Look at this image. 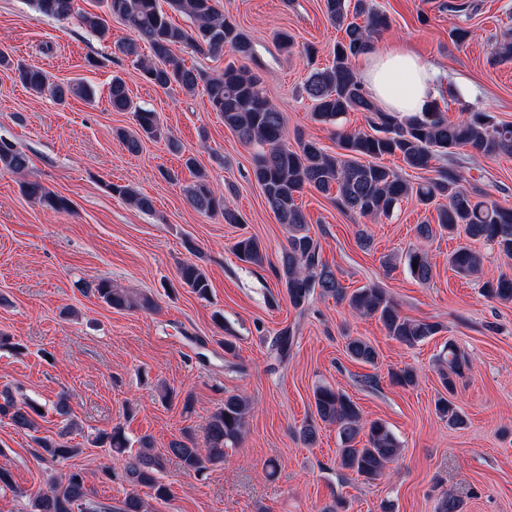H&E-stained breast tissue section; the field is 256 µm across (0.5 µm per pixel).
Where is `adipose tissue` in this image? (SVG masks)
Wrapping results in <instances>:
<instances>
[{
  "label": "adipose tissue",
  "instance_id": "adipose-tissue-1",
  "mask_svg": "<svg viewBox=\"0 0 512 512\" xmlns=\"http://www.w3.org/2000/svg\"><path fill=\"white\" fill-rule=\"evenodd\" d=\"M360 78L384 110L406 116L428 110L437 94L435 67L400 43L369 52Z\"/></svg>",
  "mask_w": 512,
  "mask_h": 512
}]
</instances>
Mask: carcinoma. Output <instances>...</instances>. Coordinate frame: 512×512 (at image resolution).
Segmentation results:
<instances>
[{
	"mask_svg": "<svg viewBox=\"0 0 512 512\" xmlns=\"http://www.w3.org/2000/svg\"><path fill=\"white\" fill-rule=\"evenodd\" d=\"M39 13L58 20L71 18L99 37L107 36L106 19L96 12L78 7L77 0H31ZM106 12L134 33V37L117 44L118 51L131 59L143 78L165 90L194 92L202 89L213 111L224 118V126L234 131L240 140L256 145L252 175L275 213L279 223L288 227L287 246L280 263L274 268L291 306L306 309L314 293L348 304L355 315L376 318L386 335L407 348H414L437 335L435 322L412 319L401 314L387 291L377 285L347 292L336 271L322 257L319 241L310 235L307 219L297 205V196L312 187L321 194L336 192V206L345 213L360 217L390 216L403 199L411 196L424 206L436 204L437 225L453 233L463 229L473 240H483L497 246L512 258V207L481 199L483 192L476 186L463 185L461 158L481 156L495 158L512 155V123L499 122L489 112L473 110L451 122L443 116L438 103L427 112L403 117L379 108L366 91L353 60L373 48L374 40L390 27L389 18L379 12L372 0H323L328 21L343 32L336 41L333 63L315 68L304 86L313 103L312 119L334 124L348 112L366 113L369 131H347L339 134L340 152L330 153L317 141L297 137V147L285 141L282 112L263 93L258 81L244 69L231 63L224 72L212 76L175 54L178 46H188L202 54L219 55L228 50L245 59L253 57V45L235 20L220 9V0H99ZM179 14L190 20L182 27L172 21ZM147 46L149 55L141 52ZM0 67L14 72L19 83L36 94H47L63 104L72 97L90 99V92L80 81L57 83L44 70L14 61L0 51ZM112 109L134 111L137 129L117 133L125 148L137 153L142 140L164 135L157 113L136 108L129 97L124 80L112 77L109 88ZM386 156L398 158L404 168L431 170L434 176L412 182L403 174L381 163ZM448 164L438 167L432 162ZM29 156L14 143L0 138V171L21 173L29 166ZM196 180L186 188L191 205L205 215L219 214L226 224H240L242 217L224 204V196L210 184L207 175L197 169L195 160L185 161ZM112 194L124 199L135 209L148 213L153 200L127 185L109 184ZM21 194L29 201L53 212H68L71 201L36 181L20 184ZM422 243L409 248L404 256L410 274L421 283L433 279V265L424 242L433 237L430 224L416 226ZM239 261L261 266L266 251L253 236L242 237L232 247ZM448 264L463 277L480 271L481 256L461 246L448 257ZM181 284L200 298H207L211 284L204 268L186 261L178 267ZM85 292L100 299L117 311L152 310L154 301L146 294L116 288L108 279L85 284ZM483 295L501 303H512V275L501 273L482 284ZM293 344V332L282 329L274 341L279 362L288 359ZM447 354L439 360L437 372L446 392H455L456 383L469 369V362L453 343L448 342ZM346 353L354 361L376 366L378 353L369 342L351 338ZM391 383L409 388L416 385L417 373L411 367L388 372ZM315 417L325 424L336 425L340 439L336 464L362 480L373 483L382 478L391 465L404 454V448L385 423L363 420L359 407L340 390L319 385L313 391ZM250 410L247 398L239 394L224 397V404L214 411L205 424V447H200L192 431L183 430L168 443L165 455L153 453L149 436L140 438V449L127 452L128 439L121 427L95 436L93 443L112 451L127 453L121 468V478L132 487L150 490L156 502L171 498L169 484L163 481L166 459L174 458L187 473L202 474L208 466L224 461L226 449L242 439L246 417ZM436 413L448 421V427L461 429L466 419L454 402L445 396L437 399ZM56 413L65 421L57 438L37 437L35 442L43 453L39 459L61 463L79 453L70 444L68 435L76 426L67 399L61 397ZM42 416L32 402L19 398L8 386L0 388V418H6L19 432H38L37 418ZM462 500L444 493L437 502L436 512H461ZM149 506L140 495L129 492L116 505L100 503L92 497L85 475L79 470L68 471L51 482L49 490L29 502L27 512H148Z\"/></svg>",
	"mask_w": 512,
	"mask_h": 512,
	"instance_id": "obj_1",
	"label": "carcinoma"
}]
</instances>
